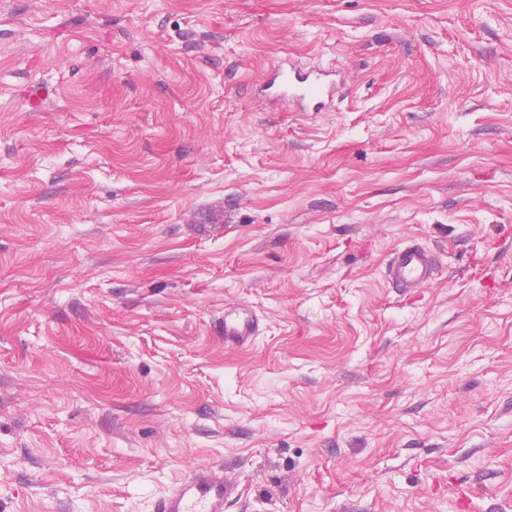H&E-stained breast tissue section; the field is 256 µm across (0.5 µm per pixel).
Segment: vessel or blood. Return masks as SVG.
<instances>
[{
  "instance_id": "vessel-or-blood-1",
  "label": "vessel or blood",
  "mask_w": 512,
  "mask_h": 512,
  "mask_svg": "<svg viewBox=\"0 0 512 512\" xmlns=\"http://www.w3.org/2000/svg\"><path fill=\"white\" fill-rule=\"evenodd\" d=\"M262 86L277 97L294 104L299 112H329L334 108L336 82L329 72L307 73L281 64L267 73ZM436 271V257L425 245L408 241L394 249L387 260L385 275L391 287L412 293L426 287ZM258 331L256 315L244 305L224 309V342L244 346ZM237 492L222 468L201 466L193 469L165 495L157 499L155 512H224V503Z\"/></svg>"
}]
</instances>
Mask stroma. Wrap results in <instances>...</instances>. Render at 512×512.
Segmentation results:
<instances>
[{"mask_svg":"<svg viewBox=\"0 0 512 512\" xmlns=\"http://www.w3.org/2000/svg\"><path fill=\"white\" fill-rule=\"evenodd\" d=\"M285 60L334 111L259 97ZM199 465L225 512H512V0H0V512ZM436 271L432 250L417 241H407L394 249L387 260L385 275L391 288L412 293L425 288ZM258 331L256 315L244 305L224 308V343L244 346L253 340Z\"/></svg>","mask_w":512,"mask_h":512,"instance_id":"35a3bbf8","label":"stroma"}]
</instances>
